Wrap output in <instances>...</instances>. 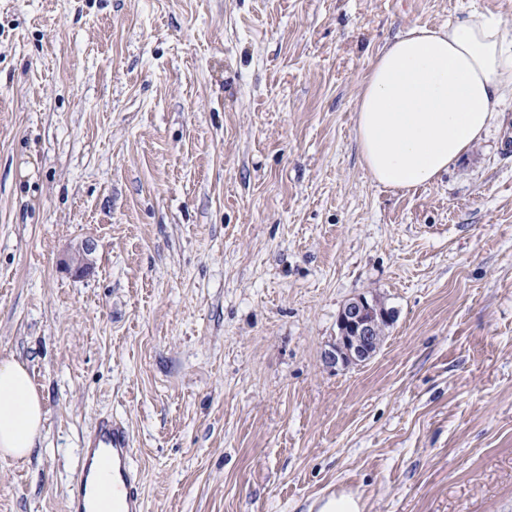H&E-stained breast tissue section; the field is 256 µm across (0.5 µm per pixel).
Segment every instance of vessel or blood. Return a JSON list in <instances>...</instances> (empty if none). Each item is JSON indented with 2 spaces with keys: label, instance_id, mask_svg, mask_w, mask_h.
I'll use <instances>...</instances> for the list:
<instances>
[{
  "label": "vessel or blood",
  "instance_id": "1",
  "mask_svg": "<svg viewBox=\"0 0 512 512\" xmlns=\"http://www.w3.org/2000/svg\"><path fill=\"white\" fill-rule=\"evenodd\" d=\"M133 439L121 421L98 419L79 451L68 512H144L140 471L131 460Z\"/></svg>",
  "mask_w": 512,
  "mask_h": 512
}]
</instances>
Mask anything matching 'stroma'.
I'll use <instances>...</instances> for the list:
<instances>
[{
  "instance_id": "1",
  "label": "stroma",
  "mask_w": 512,
  "mask_h": 512,
  "mask_svg": "<svg viewBox=\"0 0 512 512\" xmlns=\"http://www.w3.org/2000/svg\"><path fill=\"white\" fill-rule=\"evenodd\" d=\"M472 11L512 32V0H0V358L47 414L0 512H66L104 415L146 512H512V109L406 193L355 132L388 40ZM360 295L394 321L329 366ZM95 250V243L88 239L82 242L81 247L67 258L63 259L62 264L68 272L74 273L76 276H82L90 270L87 256Z\"/></svg>"
}]
</instances>
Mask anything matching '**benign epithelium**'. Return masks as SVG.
Returning a JSON list of instances; mask_svg holds the SVG:
<instances>
[{"label": "benign epithelium", "mask_w": 512, "mask_h": 512, "mask_svg": "<svg viewBox=\"0 0 512 512\" xmlns=\"http://www.w3.org/2000/svg\"><path fill=\"white\" fill-rule=\"evenodd\" d=\"M95 250V243L88 239L81 247L63 259L64 269L77 276L90 270L87 256ZM385 316L386 311L372 310L370 301L359 296L348 301L341 309L335 342L329 352V362L336 365L360 364L372 358L377 340L375 336V315Z\"/></svg>", "instance_id": "1"}]
</instances>
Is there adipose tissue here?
<instances>
[{"label": "adipose tissue", "mask_w": 512, "mask_h": 512, "mask_svg": "<svg viewBox=\"0 0 512 512\" xmlns=\"http://www.w3.org/2000/svg\"><path fill=\"white\" fill-rule=\"evenodd\" d=\"M512 98V34L481 12L412 26L376 57L357 98L356 138L386 188L432 184L497 124ZM45 412L26 365L0 360V457L26 460Z\"/></svg>", "instance_id": "1"}]
</instances>
